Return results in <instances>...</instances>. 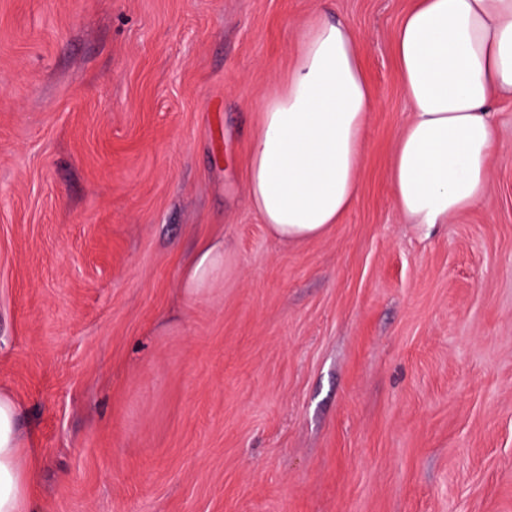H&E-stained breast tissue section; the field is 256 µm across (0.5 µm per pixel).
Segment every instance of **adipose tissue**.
<instances>
[{
	"instance_id": "1",
	"label": "adipose tissue",
	"mask_w": 512,
	"mask_h": 512,
	"mask_svg": "<svg viewBox=\"0 0 512 512\" xmlns=\"http://www.w3.org/2000/svg\"><path fill=\"white\" fill-rule=\"evenodd\" d=\"M394 53L410 105L392 156L395 197L407 223L445 224L488 192L495 105L512 98V0H416ZM372 106L351 26L316 15L264 102L251 146L246 197L273 236L320 237L353 206ZM223 273V240H206L182 286L196 294ZM20 419L18 402L0 391V512H37L36 457Z\"/></svg>"
}]
</instances>
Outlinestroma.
I'll return each instance as SVG.
<instances>
[{
  "mask_svg": "<svg viewBox=\"0 0 512 512\" xmlns=\"http://www.w3.org/2000/svg\"><path fill=\"white\" fill-rule=\"evenodd\" d=\"M413 0H0V385L38 512H512V100L486 198L405 223ZM376 105L352 208L274 238L246 169L318 12ZM224 239L200 294L184 264Z\"/></svg>",
  "mask_w": 512,
  "mask_h": 512,
  "instance_id": "stroma-1",
  "label": "stroma"
}]
</instances>
